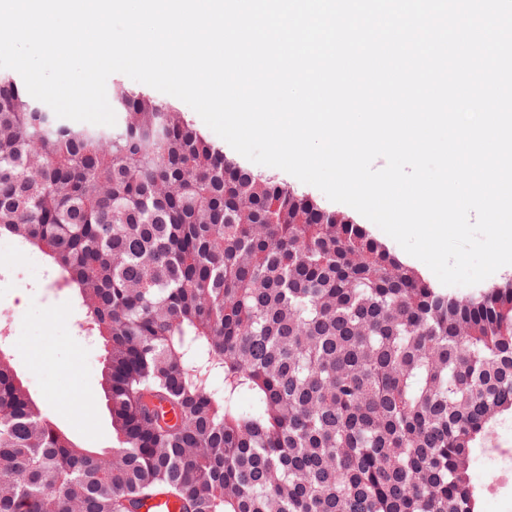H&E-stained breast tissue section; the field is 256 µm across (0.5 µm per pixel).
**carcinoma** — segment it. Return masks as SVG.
<instances>
[{"label":"carcinoma","mask_w":512,"mask_h":512,"mask_svg":"<svg viewBox=\"0 0 512 512\" xmlns=\"http://www.w3.org/2000/svg\"><path fill=\"white\" fill-rule=\"evenodd\" d=\"M112 107L72 125L0 70V236L76 291L112 422L78 446L0 354V512H477L512 281L443 292L174 104L117 83Z\"/></svg>","instance_id":"carcinoma-1"}]
</instances>
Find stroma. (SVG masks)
Wrapping results in <instances>:
<instances>
[{
    "label": "stroma",
    "instance_id": "obj_1",
    "mask_svg": "<svg viewBox=\"0 0 512 512\" xmlns=\"http://www.w3.org/2000/svg\"><path fill=\"white\" fill-rule=\"evenodd\" d=\"M36 249L15 252L0 238V328L13 329L6 354L38 406L77 444L107 450L112 427L102 392L103 345L85 340L73 290L38 279ZM512 451V425L494 424L472 450L470 476L481 488L480 512H512V482L481 465L488 449Z\"/></svg>",
    "mask_w": 512,
    "mask_h": 512
}]
</instances>
